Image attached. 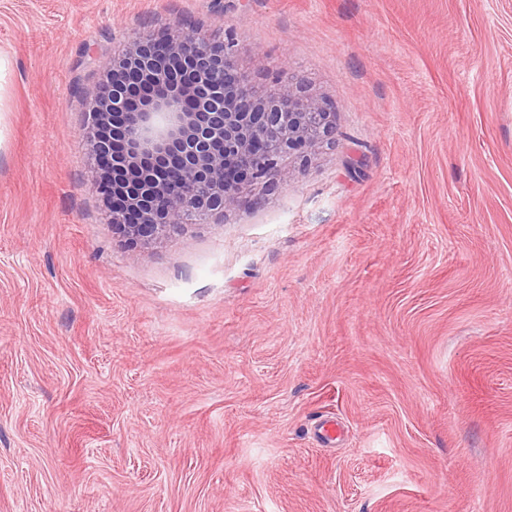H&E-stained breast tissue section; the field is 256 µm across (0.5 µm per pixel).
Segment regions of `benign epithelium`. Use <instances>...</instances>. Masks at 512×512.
I'll use <instances>...</instances> for the list:
<instances>
[{
  "label": "benign epithelium",
  "mask_w": 512,
  "mask_h": 512,
  "mask_svg": "<svg viewBox=\"0 0 512 512\" xmlns=\"http://www.w3.org/2000/svg\"><path fill=\"white\" fill-rule=\"evenodd\" d=\"M84 91L82 133L112 229L143 248L291 177L333 132V112L291 82L260 93L230 42L181 23L129 40Z\"/></svg>",
  "instance_id": "benign-epithelium-1"
}]
</instances>
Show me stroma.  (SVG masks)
Returning <instances> with one entry per match:
<instances>
[{"instance_id":"stroma-1","label":"stroma","mask_w":512,"mask_h":512,"mask_svg":"<svg viewBox=\"0 0 512 512\" xmlns=\"http://www.w3.org/2000/svg\"><path fill=\"white\" fill-rule=\"evenodd\" d=\"M181 22L335 130L132 252L82 91ZM0 53V512H512V0H0Z\"/></svg>"}]
</instances>
